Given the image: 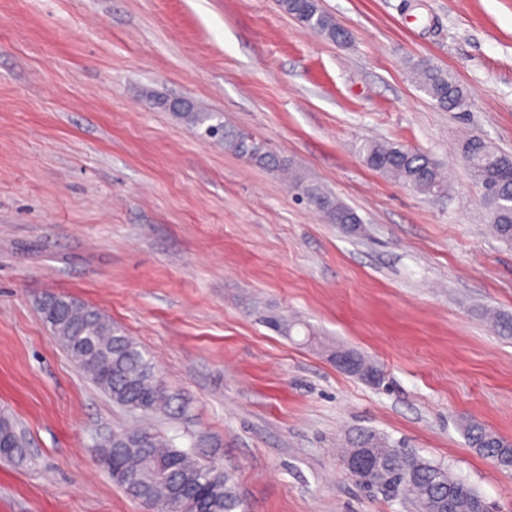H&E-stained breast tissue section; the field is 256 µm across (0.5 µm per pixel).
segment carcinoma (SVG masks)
<instances>
[{
  "instance_id": "obj_1",
  "label": "carcinoma",
  "mask_w": 512,
  "mask_h": 512,
  "mask_svg": "<svg viewBox=\"0 0 512 512\" xmlns=\"http://www.w3.org/2000/svg\"><path fill=\"white\" fill-rule=\"evenodd\" d=\"M279 6L301 26L336 41L344 31L325 12L319 0H279ZM418 87L446 111L462 110L467 93L449 72L424 63L412 66ZM174 116L202 136L224 143L239 157L271 172L285 170V163L264 142L245 131L229 127L212 112L191 107ZM372 170L393 177L424 194L447 193L445 174L431 154L394 142L366 141L358 147ZM460 157L469 168L481 193V201L496 236L512 245V156L493 147L480 136H471L460 145ZM295 198L321 212L350 236L362 234L356 212L325 192L305 175H290ZM41 314L63 348L75 359L85 376L106 393L113 403L143 415L169 412L177 401L158 380L155 366L132 339L97 308L62 294L42 298ZM260 321L272 331L290 336L299 322L278 315H263ZM349 373L378 387L384 373L361 360ZM468 445L493 459L503 470L512 469V441L486 427L472 423L464 428ZM355 448H369L380 464L364 474V479L387 487L405 480L409 500L419 512H484L482 496L456 479L448 467L417 454L396 448L375 433L358 435ZM26 442L16 422L0 415V455L25 459ZM99 455L112 467V479L133 499L153 512H249L239 495L232 473L200 462L193 450L177 447L147 429L120 430L99 445ZM135 473L134 487L122 475Z\"/></svg>"
}]
</instances>
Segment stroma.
Returning a JSON list of instances; mask_svg holds the SVG:
<instances>
[{
	"mask_svg": "<svg viewBox=\"0 0 512 512\" xmlns=\"http://www.w3.org/2000/svg\"><path fill=\"white\" fill-rule=\"evenodd\" d=\"M333 42L278 0H0V414L28 456L0 459V512H148L98 464L146 428L232 472L252 512H415L346 477L362 432L444 464L490 512L512 471L464 422L512 441V246L488 227L465 134L512 154V0H319ZM424 60L464 86L439 109ZM185 97L253 134L351 207L349 237L276 173L162 108ZM430 153L446 196L366 167L357 148ZM99 308L152 358L182 415L112 403L44 324L39 300ZM256 302L311 326L279 335ZM384 368L376 388L336 346ZM464 435L471 448L492 458L501 469L511 471L512 441L476 423L466 425Z\"/></svg>",
	"mask_w": 512,
	"mask_h": 512,
	"instance_id": "1",
	"label": "stroma"
}]
</instances>
